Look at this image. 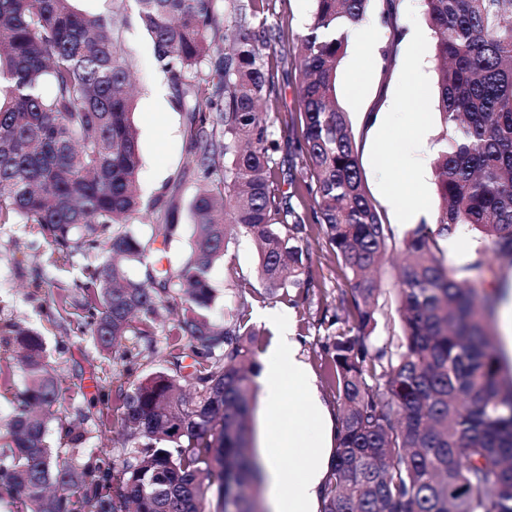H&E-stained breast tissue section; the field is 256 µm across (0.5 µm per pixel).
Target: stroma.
Returning a JSON list of instances; mask_svg holds the SVG:
<instances>
[{"mask_svg": "<svg viewBox=\"0 0 512 512\" xmlns=\"http://www.w3.org/2000/svg\"><path fill=\"white\" fill-rule=\"evenodd\" d=\"M313 8V0H270L267 21L284 33L283 40L273 43L266 51L276 82V91L267 103L272 117L285 119L301 110L297 44L306 31ZM374 8V13L367 15L361 26V40L377 46L381 58L372 60L359 47V40H348L337 75L336 96L339 105L350 114L368 191L383 223L391 225L399 237L405 227L399 224L396 213L385 206V192L398 193L407 206L414 196H421L428 213L437 212L439 197L432 160L441 148L443 130L442 117L434 107L439 61L433 37H426L418 44L393 43L390 26L375 21V12L383 8L381 0H376ZM122 18V39L135 60L134 123L142 158V196L151 199L168 184L179 187L176 207L168 214L169 220L178 226V235L167 253L169 261L176 265L189 254L195 233L188 204L198 181L183 167L187 115L175 108L173 91H166L161 98L154 94L155 86L165 83L166 78L155 65L151 39L137 20L133 0H126ZM414 78L421 79L422 93L408 106V121L379 132L363 120V113L379 111L401 98L408 81ZM418 120L425 123L428 145L420 155L423 180L414 186L402 166V152ZM302 246L311 279L299 299L294 302L282 296L252 299L247 317L256 333L254 348L261 363L278 341L276 327L261 319V312L277 311L288 319L294 338L300 342L297 357L309 368L317 395L335 424L340 411L336 393L327 380L328 357L323 347L329 323L340 311L339 300L348 290L349 282L319 225H307ZM476 247V241L468 234L441 241L444 258L454 268L457 280L477 285L493 277L512 286L511 266L501 264L491 272L474 268ZM399 262L400 248L391 246L388 260L376 273L384 291L379 299V324L375 332V343L379 346L399 331L391 295ZM258 264L259 255L249 237L240 235L231 239L226 256L214 264L210 274L218 307L236 305L234 279L255 281ZM81 278L80 265L66 251L43 238L37 225L0 224V325L17 323L39 332L62 393L55 417L48 424V443L53 453L74 458L81 464L94 458L102 448L111 450L113 459L119 463L124 458L126 435L116 427L104 429L97 420L93 403L113 394L117 386H131L166 367L168 327L164 324L158 327L154 351L135 354L118 363L104 357L92 336L82 331L87 317L75 287ZM15 356L14 346L0 341V369L10 374L8 380L0 379V444L8 437L18 394L24 387L22 375L15 370ZM81 412L86 415L81 426L83 443L75 450L61 427Z\"/></svg>", "mask_w": 512, "mask_h": 512, "instance_id": "35a3bbf8", "label": "stroma"}]
</instances>
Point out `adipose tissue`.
<instances>
[{"mask_svg":"<svg viewBox=\"0 0 512 512\" xmlns=\"http://www.w3.org/2000/svg\"><path fill=\"white\" fill-rule=\"evenodd\" d=\"M275 324L279 341L265 363L261 388L265 410L275 415L285 396H292L295 413L287 431L266 434L267 448H285L292 452L291 478H283L276 458L265 460L271 503L274 512H317L323 479L330 468L331 454L324 411L310 372L298 359L288 324L276 313H265Z\"/></svg>","mask_w":512,"mask_h":512,"instance_id":"adipose-tissue-1","label":"adipose tissue"}]
</instances>
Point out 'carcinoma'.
Segmentation results:
<instances>
[{
    "mask_svg": "<svg viewBox=\"0 0 512 512\" xmlns=\"http://www.w3.org/2000/svg\"><path fill=\"white\" fill-rule=\"evenodd\" d=\"M372 0H314L300 38L301 140L292 192L279 190L280 143L265 105L274 93L263 49L281 39L258 0H135L160 71L188 114L184 168L198 176L189 203L194 243L175 269L148 262L178 225L161 212L174 190L143 206L133 123L132 59L112 15L72 0H0V224H36L86 260L83 307L91 336L126 360L128 337L153 350L158 312L169 363L115 400L133 446L115 473L111 451L92 463L53 460L47 414L60 390L32 328L0 326L21 350L24 378L0 494L17 512H263V468L249 426L257 371L247 297L215 316L210 273L230 239L259 251L264 295L299 288L306 221L320 225L350 282L340 304L355 328L325 350L341 412L320 512H512V371L495 330L496 290L456 280L439 240L470 232L479 268L512 266V0H420L433 31L444 149L434 162L435 226L404 233L394 296L400 332L375 346L373 273L393 233L367 194L351 120L336 101L349 28ZM296 199L298 204L291 203ZM157 215L144 242L127 225ZM145 267L140 278L127 266ZM192 346L182 373L183 341ZM61 484L60 496L50 486Z\"/></svg>",
    "mask_w": 512,
    "mask_h": 512,
    "instance_id": "1",
    "label": "carcinoma"
}]
</instances>
